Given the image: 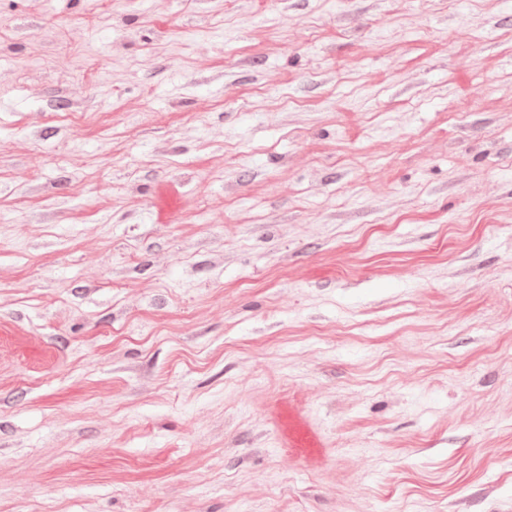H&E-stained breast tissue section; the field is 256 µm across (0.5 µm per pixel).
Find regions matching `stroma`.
<instances>
[{
  "label": "stroma",
  "mask_w": 512,
  "mask_h": 512,
  "mask_svg": "<svg viewBox=\"0 0 512 512\" xmlns=\"http://www.w3.org/2000/svg\"><path fill=\"white\" fill-rule=\"evenodd\" d=\"M0 512H512V0H0ZM288 446L298 455L309 454L312 448H318L311 432L298 424L291 425L288 430Z\"/></svg>",
  "instance_id": "35a3bbf8"
}]
</instances>
